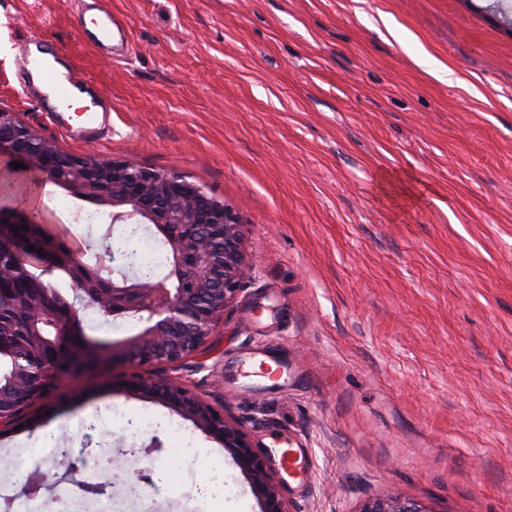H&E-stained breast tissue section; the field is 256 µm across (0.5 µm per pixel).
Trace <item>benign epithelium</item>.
I'll list each match as a JSON object with an SVG mask.
<instances>
[{
    "label": "benign epithelium",
    "mask_w": 512,
    "mask_h": 512,
    "mask_svg": "<svg viewBox=\"0 0 512 512\" xmlns=\"http://www.w3.org/2000/svg\"><path fill=\"white\" fill-rule=\"evenodd\" d=\"M0 283L21 278L22 294L0 291V311L21 306L26 313L23 336L37 348L56 354L51 378L15 369L0 385V424L10 425L33 403L48 397L61 379L109 360L129 364L136 372L125 385L136 393L167 404L203 432L219 440L249 478L262 512H292L280 496L258 447L224 413L202 401L187 387L153 370L177 365L197 355L241 291L247 265L245 230L224 205L195 181L174 172L129 162H108L92 153L75 155L59 149L35 129L0 113ZM13 162L23 167L16 169ZM71 194L112 207V224H151L168 246L164 280L131 275L124 256L97 257V271L74 248L38 266L70 276L80 302L97 305L115 319L133 320L139 330L112 343L86 337L76 306L61 314L56 301L21 259L23 245L10 225L27 224L42 237L57 238L31 204L44 181ZM360 512H428L405 499L369 500Z\"/></svg>",
    "instance_id": "obj_1"
}]
</instances>
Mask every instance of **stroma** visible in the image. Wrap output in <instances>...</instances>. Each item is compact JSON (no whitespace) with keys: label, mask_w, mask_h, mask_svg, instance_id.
<instances>
[{"label":"stroma","mask_w":512,"mask_h":512,"mask_svg":"<svg viewBox=\"0 0 512 512\" xmlns=\"http://www.w3.org/2000/svg\"><path fill=\"white\" fill-rule=\"evenodd\" d=\"M78 0H0V111L62 150L176 172L245 226L247 273L202 354L168 375L265 451L303 448L292 512H359L379 496L427 512H512V26L486 0H105L126 44L103 52ZM60 44L112 110L107 137L68 140L19 81L21 42ZM429 187L407 198L401 183ZM61 239L90 243L110 207L42 185ZM98 215L73 228L66 209ZM271 352L276 390L241 364ZM128 366L69 376L0 429V490L24 495L10 456L48 428L82 454L52 493L79 495L104 460L112 512H260L223 445L129 391ZM196 459L171 467L183 437ZM224 464V505L195 490Z\"/></svg>","instance_id":"stroma-1"}]
</instances>
